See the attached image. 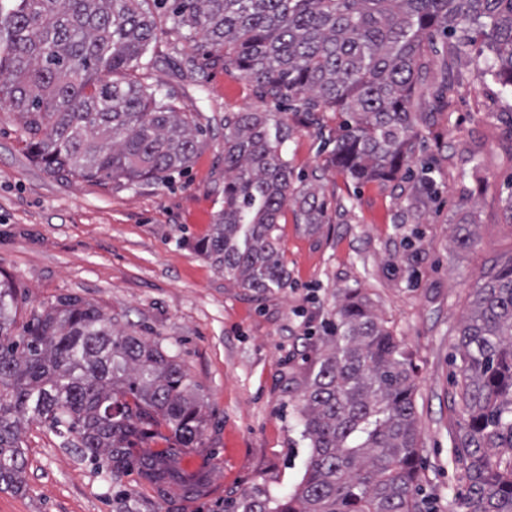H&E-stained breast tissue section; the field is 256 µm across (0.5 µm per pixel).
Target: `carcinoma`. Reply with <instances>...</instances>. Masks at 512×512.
Listing matches in <instances>:
<instances>
[{
  "label": "carcinoma",
  "instance_id": "obj_1",
  "mask_svg": "<svg viewBox=\"0 0 512 512\" xmlns=\"http://www.w3.org/2000/svg\"><path fill=\"white\" fill-rule=\"evenodd\" d=\"M163 19L179 71L231 64L274 103L224 116V208L198 245L257 294L288 286L277 235L288 201L305 224L326 219L317 176L294 182L281 106L341 113L332 161L360 183L397 177L413 155L412 103L436 38L481 42L490 52L482 75L512 97V0H4L0 105L18 115L46 172L136 183L188 167L200 129L171 95L122 76L148 56ZM483 279L459 331L465 418L454 455L467 512H512V259ZM14 303L0 281V489L23 490L18 427L39 420L114 480L135 469L161 497L200 495L206 479H184L178 457L198 443L204 419L174 357L70 296L16 335ZM336 316L303 380L311 455L302 482L281 501L247 499L241 512H422L411 363L357 292ZM161 424L176 443L135 451L145 428Z\"/></svg>",
  "mask_w": 512,
  "mask_h": 512
}]
</instances>
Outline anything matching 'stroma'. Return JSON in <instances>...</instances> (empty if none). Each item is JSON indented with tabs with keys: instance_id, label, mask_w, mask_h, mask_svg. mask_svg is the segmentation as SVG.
Returning a JSON list of instances; mask_svg holds the SVG:
<instances>
[{
	"instance_id": "1",
	"label": "stroma",
	"mask_w": 512,
	"mask_h": 512,
	"mask_svg": "<svg viewBox=\"0 0 512 512\" xmlns=\"http://www.w3.org/2000/svg\"><path fill=\"white\" fill-rule=\"evenodd\" d=\"M168 40L159 33L150 64L128 76L170 93L202 128L184 172L126 185L58 178L31 158L15 114L0 108V280L16 292V326L72 295L175 357L205 420L197 447L182 449L179 462L187 476L207 475V490L162 498L137 472L111 481L32 421L20 432L25 489L1 490L0 512H112L118 489L136 512H236L247 496L292 494L311 454L301 437L305 369L350 288L369 299L414 369L419 498L427 512H466L467 484L453 454L464 417L455 356L484 269L512 259V137L502 121L512 98L482 80L474 47L429 56L428 87L440 83L448 58L455 89L436 109L415 97L410 173L365 184L330 160L335 112L289 113L288 163L318 175L329 221L299 224L286 209L278 234L288 285L258 295L225 279L196 245L224 206L225 114L268 103L231 65L180 75ZM426 162L435 195L416 208ZM464 219L465 248L453 241Z\"/></svg>"
}]
</instances>
